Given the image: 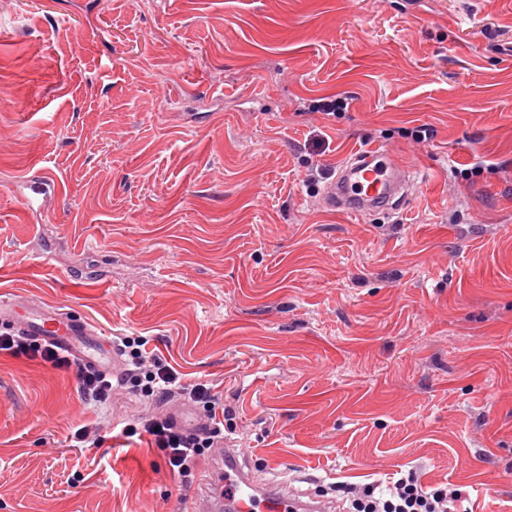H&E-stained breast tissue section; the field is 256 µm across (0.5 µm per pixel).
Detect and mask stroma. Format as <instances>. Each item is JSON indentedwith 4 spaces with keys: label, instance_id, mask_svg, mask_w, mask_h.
Returning <instances> with one entry per match:
<instances>
[{
    "label": "stroma",
    "instance_id": "stroma-1",
    "mask_svg": "<svg viewBox=\"0 0 512 512\" xmlns=\"http://www.w3.org/2000/svg\"><path fill=\"white\" fill-rule=\"evenodd\" d=\"M375 147L407 206L325 207ZM0 297L144 337L304 497L413 471L512 512V9L0 0ZM80 373L0 352V512H190L200 470L102 423L181 400L103 411Z\"/></svg>",
    "mask_w": 512,
    "mask_h": 512
}]
</instances>
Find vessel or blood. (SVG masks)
<instances>
[{
	"mask_svg": "<svg viewBox=\"0 0 512 512\" xmlns=\"http://www.w3.org/2000/svg\"><path fill=\"white\" fill-rule=\"evenodd\" d=\"M410 171L383 149L357 155L343 165L324 188L322 199L333 209L364 215L379 208L397 210L409 199ZM0 327L61 348L86 370L119 373L122 360L88 319L66 314L53 304L31 301L20 305L0 300ZM203 490L193 512H331L330 503L300 500L287 483L259 478L248 455L226 444L203 468Z\"/></svg>",
	"mask_w": 512,
	"mask_h": 512,
	"instance_id": "1",
	"label": "vessel or blood"
}]
</instances>
